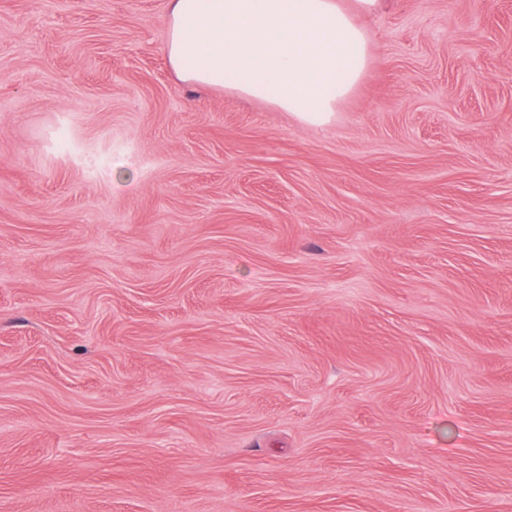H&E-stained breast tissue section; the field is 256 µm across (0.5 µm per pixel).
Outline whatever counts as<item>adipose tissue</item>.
<instances>
[{"instance_id": "ef3b65f1", "label": "adipose tissue", "mask_w": 512, "mask_h": 512, "mask_svg": "<svg viewBox=\"0 0 512 512\" xmlns=\"http://www.w3.org/2000/svg\"><path fill=\"white\" fill-rule=\"evenodd\" d=\"M382 0H169L165 53L185 84H227L304 125L332 122L367 68L355 21Z\"/></svg>"}]
</instances>
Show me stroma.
Masks as SVG:
<instances>
[{"mask_svg": "<svg viewBox=\"0 0 512 512\" xmlns=\"http://www.w3.org/2000/svg\"><path fill=\"white\" fill-rule=\"evenodd\" d=\"M167 10L0 0V512H512V0L359 17L320 127Z\"/></svg>", "mask_w": 512, "mask_h": 512, "instance_id": "35a3bbf8", "label": "stroma"}]
</instances>
